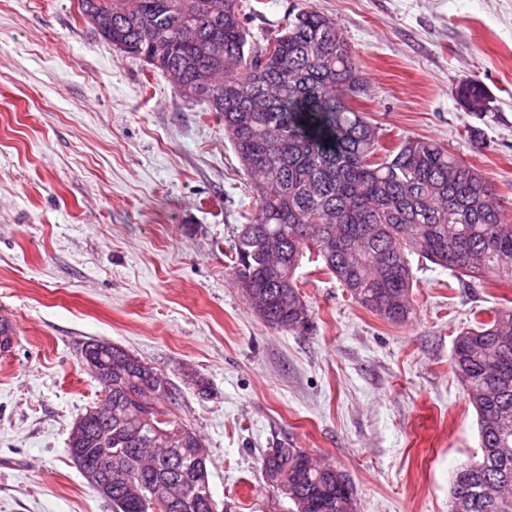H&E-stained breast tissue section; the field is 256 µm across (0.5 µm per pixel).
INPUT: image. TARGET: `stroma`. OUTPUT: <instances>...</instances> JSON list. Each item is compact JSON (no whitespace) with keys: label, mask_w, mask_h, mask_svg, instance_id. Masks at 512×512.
Instances as JSON below:
<instances>
[{"label":"stroma","mask_w":512,"mask_h":512,"mask_svg":"<svg viewBox=\"0 0 512 512\" xmlns=\"http://www.w3.org/2000/svg\"><path fill=\"white\" fill-rule=\"evenodd\" d=\"M301 4L336 20L382 145L435 140L512 200V0H262L245 26L262 39ZM469 79L492 98L484 117L457 100ZM254 205L223 122L104 42L78 0H0V317L16 333L0 353V512H112L68 453L102 397L82 362L94 340L178 385L175 417L234 512H290L262 474L282 444L345 472L357 512H448L456 469L481 454L454 339L512 283L467 288L412 258L415 311L393 324L306 262L313 326L274 329L230 259Z\"/></svg>","instance_id":"obj_1"}]
</instances>
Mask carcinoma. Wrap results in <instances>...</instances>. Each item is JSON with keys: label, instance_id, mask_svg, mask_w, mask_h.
<instances>
[{"label": "carcinoma", "instance_id": "carcinoma-1", "mask_svg": "<svg viewBox=\"0 0 512 512\" xmlns=\"http://www.w3.org/2000/svg\"><path fill=\"white\" fill-rule=\"evenodd\" d=\"M81 14L112 13L99 33L169 77L180 98L205 102L250 179L255 207L231 246L235 282L262 320L304 334L309 306L296 283L304 260L321 262L351 297L400 324L414 313L409 257L464 277L512 281V202L464 159L432 140L393 149L357 107L367 81L336 21L295 6L275 33L253 40L243 0H78ZM481 115L489 94L476 79L457 91ZM112 415L88 420L74 445L76 467L112 452L113 512H146L168 489L210 512L207 451L173 418L177 389L152 367L106 341L86 345ZM452 367L477 412L478 460L454 477L448 512H512V306L490 310L455 338ZM263 474L278 478L293 512H343L345 474L298 448H273Z\"/></svg>", "mask_w": 512, "mask_h": 512}]
</instances>
